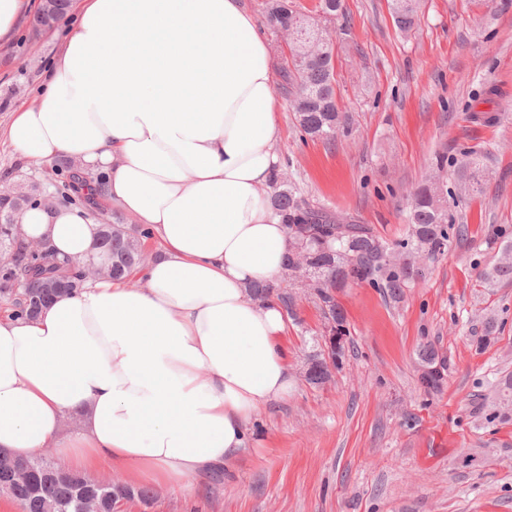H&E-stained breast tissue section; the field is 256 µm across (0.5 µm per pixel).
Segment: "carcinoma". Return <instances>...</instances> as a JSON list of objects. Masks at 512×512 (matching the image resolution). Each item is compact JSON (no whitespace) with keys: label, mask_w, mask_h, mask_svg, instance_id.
<instances>
[{"label":"carcinoma","mask_w":512,"mask_h":512,"mask_svg":"<svg viewBox=\"0 0 512 512\" xmlns=\"http://www.w3.org/2000/svg\"><path fill=\"white\" fill-rule=\"evenodd\" d=\"M420 0H392L391 16L403 33L410 32L417 21ZM266 19L273 33L288 39L297 59L296 68H284L282 79L288 86L291 107L301 131L311 139L326 143L353 133L350 117L340 111L336 99L334 44L327 24L345 18L343 0H319V14L308 16L297 10L291 0H267ZM457 179L466 191L481 192L486 184L483 164L470 155L457 170ZM448 180V156H435L433 173L425 184L411 195L406 238L389 243L373 229L343 215L314 204L298 194L288 174L279 172L270 188L268 203L280 223L288 228L291 256L288 278L253 288L257 297L272 296L279 300L290 316L296 315L294 297L286 287L300 286L310 290L321 312L338 336L337 349L326 352V346L314 349L307 358L305 380L313 386L327 382L332 372L343 369L346 345L350 344V328L336 292L350 284H368L383 288L395 298L424 274V267L448 250L449 231L461 233L464 225L453 223L448 212V199L441 185ZM104 176L87 178L76 172L68 180L54 185L48 192L38 184L28 186L26 204L53 206L78 201L90 203L86 189L95 184L103 187ZM112 234L102 246L100 259L114 268L113 278L129 280L132 272L144 265L142 258L148 233L129 232L124 225H111ZM299 266L316 267L321 278L305 282L291 271ZM53 276L71 281L74 271L56 264L51 249L43 245L32 251L29 244L6 234L0 236V298L13 306V315L34 318L38 311L29 300L41 292L45 278ZM485 287L501 281H512V242L502 248V255L478 275ZM421 367L420 383L428 395L442 391L447 370V356L431 343L417 351ZM501 410L494 419L501 424L512 421V375L497 382ZM29 470L25 478L16 475L14 467L0 466V494L20 503L24 512H76L79 498L93 502L97 512H114L122 500L137 499L147 506L152 492L147 487L131 488L121 482L101 487L69 468L43 457L24 459Z\"/></svg>","instance_id":"carcinoma-1"}]
</instances>
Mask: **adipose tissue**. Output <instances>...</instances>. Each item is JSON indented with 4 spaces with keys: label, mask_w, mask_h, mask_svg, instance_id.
<instances>
[{
    "label": "adipose tissue",
    "mask_w": 512,
    "mask_h": 512,
    "mask_svg": "<svg viewBox=\"0 0 512 512\" xmlns=\"http://www.w3.org/2000/svg\"><path fill=\"white\" fill-rule=\"evenodd\" d=\"M77 19L0 136L27 162L105 173L101 200L156 248L137 286L96 280L35 319L0 317V452L184 489L234 468L258 411L298 384L286 314L250 294L291 250L265 200L280 169L275 61L242 0H83ZM20 229L87 259L100 226L38 204Z\"/></svg>",
    "instance_id": "adipose-tissue-1"
}]
</instances>
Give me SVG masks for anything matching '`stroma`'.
<instances>
[{
    "instance_id": "obj_1",
    "label": "stroma",
    "mask_w": 512,
    "mask_h": 512,
    "mask_svg": "<svg viewBox=\"0 0 512 512\" xmlns=\"http://www.w3.org/2000/svg\"><path fill=\"white\" fill-rule=\"evenodd\" d=\"M344 7L337 95L355 129L331 144L302 138L274 77L284 168L301 196L395 242L408 232L410 192L447 152L448 210L466 231L400 300L366 284L343 289L349 351L319 388L302 376L320 312L300 296L287 337L300 381L286 403L259 412L264 449H246L222 483L197 479L189 495L158 489L151 507L128 502L124 512H512V424L493 421L491 388L512 374V281L477 282L512 241V4L420 0L406 36L391 0ZM71 25L64 18L32 40L23 18L0 39V127L35 99ZM470 151L483 155L489 181L463 196L455 172ZM56 178L52 164H29L0 140V192ZM489 314L496 339L480 350ZM426 343L448 358L436 395L419 383Z\"/></svg>"
}]
</instances>
